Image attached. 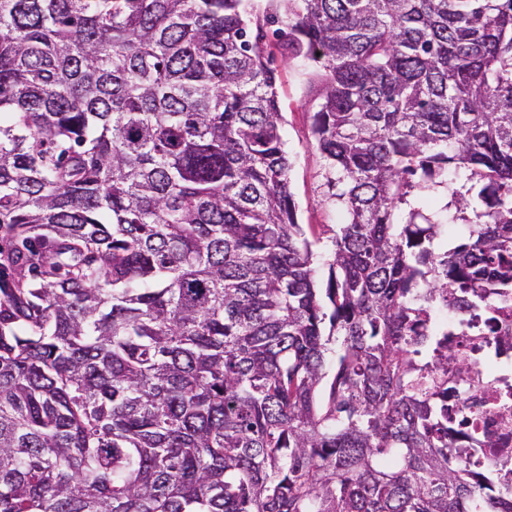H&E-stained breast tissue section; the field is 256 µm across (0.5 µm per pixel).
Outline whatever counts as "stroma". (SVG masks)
Segmentation results:
<instances>
[{"label":"stroma","mask_w":512,"mask_h":512,"mask_svg":"<svg viewBox=\"0 0 512 512\" xmlns=\"http://www.w3.org/2000/svg\"><path fill=\"white\" fill-rule=\"evenodd\" d=\"M265 47L278 75L277 93L282 113V134L291 162L290 189L302 224L313 248L328 256L332 238L345 213L328 194L325 160L311 133L313 114L321 102V71L311 60L284 56L281 34L287 25L284 14L260 18Z\"/></svg>","instance_id":"35a3bbf8"}]
</instances>
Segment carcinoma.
I'll return each mask as SVG.
<instances>
[{
    "label": "carcinoma",
    "mask_w": 512,
    "mask_h": 512,
    "mask_svg": "<svg viewBox=\"0 0 512 512\" xmlns=\"http://www.w3.org/2000/svg\"><path fill=\"white\" fill-rule=\"evenodd\" d=\"M264 2L325 76L323 294L257 0H0V512H512L432 327L512 297V0Z\"/></svg>",
    "instance_id": "obj_1"
}]
</instances>
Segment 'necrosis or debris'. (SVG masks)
Masks as SVG:
<instances>
[{
  "instance_id": "necrosis-or-debris-1",
  "label": "necrosis or debris",
  "mask_w": 512,
  "mask_h": 512,
  "mask_svg": "<svg viewBox=\"0 0 512 512\" xmlns=\"http://www.w3.org/2000/svg\"><path fill=\"white\" fill-rule=\"evenodd\" d=\"M490 303L497 312L494 321L467 310H440L436 325L448 330L449 357L465 362L466 378L448 376V420L468 417L470 436L464 451L475 468L486 469L493 462L512 460V348L498 338L512 330V303L499 298ZM494 436L497 447L484 445Z\"/></svg>"
}]
</instances>
